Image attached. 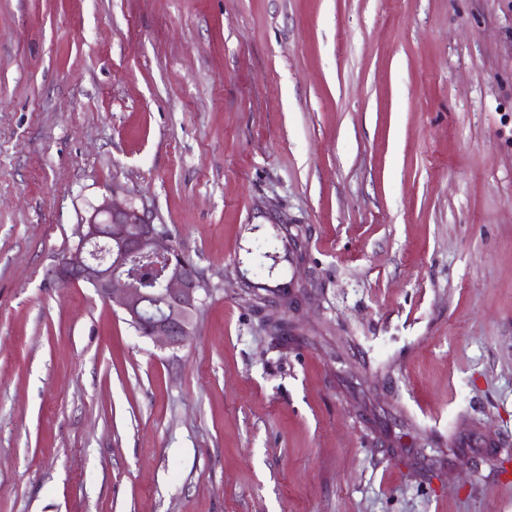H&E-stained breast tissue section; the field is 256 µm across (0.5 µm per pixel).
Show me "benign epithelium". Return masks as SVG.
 <instances>
[{
	"label": "benign epithelium",
	"mask_w": 512,
	"mask_h": 512,
	"mask_svg": "<svg viewBox=\"0 0 512 512\" xmlns=\"http://www.w3.org/2000/svg\"><path fill=\"white\" fill-rule=\"evenodd\" d=\"M79 243L52 271L60 285H90L124 320L173 353L191 338L203 278L165 227L131 202L105 199L78 229Z\"/></svg>",
	"instance_id": "obj_1"
}]
</instances>
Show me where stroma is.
<instances>
[{
	"label": "stroma",
	"mask_w": 512,
	"mask_h": 512,
	"mask_svg": "<svg viewBox=\"0 0 512 512\" xmlns=\"http://www.w3.org/2000/svg\"><path fill=\"white\" fill-rule=\"evenodd\" d=\"M204 275L157 348L52 271L108 197ZM512 0H0V512H512Z\"/></svg>",
	"instance_id": "obj_1"
}]
</instances>
